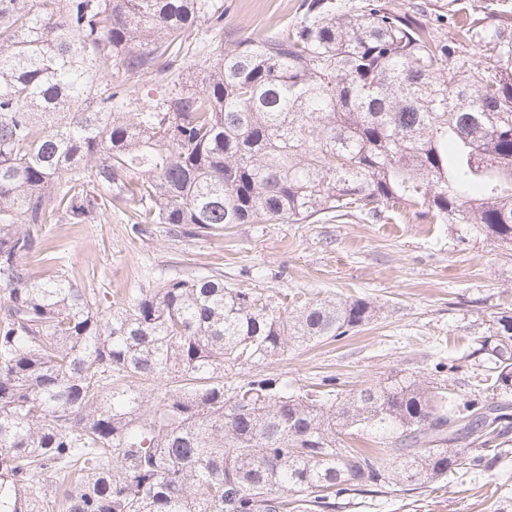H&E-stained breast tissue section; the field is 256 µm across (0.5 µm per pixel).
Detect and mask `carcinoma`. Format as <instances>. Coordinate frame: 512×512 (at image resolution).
<instances>
[{"label":"carcinoma","instance_id":"cac0c4a2","mask_svg":"<svg viewBox=\"0 0 512 512\" xmlns=\"http://www.w3.org/2000/svg\"><path fill=\"white\" fill-rule=\"evenodd\" d=\"M0 0V512H334L497 459L512 314H491L469 394L396 376L288 392L242 370L341 339L367 298L273 300L199 274L108 312L43 224H475L512 250V16L449 0L450 36L392 0H302L224 48V0ZM196 48L199 88L184 81ZM155 82L132 94L129 80ZM232 377L228 384L224 378ZM354 429L382 448H354Z\"/></svg>","mask_w":512,"mask_h":512}]
</instances>
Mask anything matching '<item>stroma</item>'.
I'll use <instances>...</instances> for the list:
<instances>
[{"label":"stroma","instance_id":"35a3bbf8","mask_svg":"<svg viewBox=\"0 0 512 512\" xmlns=\"http://www.w3.org/2000/svg\"><path fill=\"white\" fill-rule=\"evenodd\" d=\"M301 0H224V42L299 21ZM54 264L101 294L102 311L171 276L219 274L236 288L268 295L332 299L363 296L378 307L362 331L288 353L255 374L309 389L324 377L347 392L393 375L434 378L437 362L458 357L487 326L512 310V254L469 224H424L395 211L387 223L349 218L315 224H236L210 234L168 224L134 229L126 210L97 224L50 222ZM337 512H512V442L488 470L454 474L410 495L363 492Z\"/></svg>","mask_w":512,"mask_h":512}]
</instances>
